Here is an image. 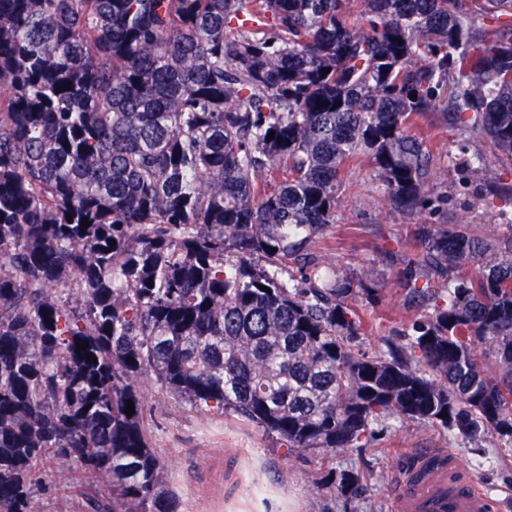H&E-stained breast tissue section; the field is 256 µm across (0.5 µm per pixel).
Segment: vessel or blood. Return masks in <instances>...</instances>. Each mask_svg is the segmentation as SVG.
Segmentation results:
<instances>
[{
	"instance_id": "b4317fda",
	"label": "vessel or blood",
	"mask_w": 512,
	"mask_h": 512,
	"mask_svg": "<svg viewBox=\"0 0 512 512\" xmlns=\"http://www.w3.org/2000/svg\"><path fill=\"white\" fill-rule=\"evenodd\" d=\"M393 505L394 512H491L493 499L454 455L432 448L401 479Z\"/></svg>"
}]
</instances>
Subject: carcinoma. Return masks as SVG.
Instances as JSON below:
<instances>
[{"label": "carcinoma", "mask_w": 512, "mask_h": 512, "mask_svg": "<svg viewBox=\"0 0 512 512\" xmlns=\"http://www.w3.org/2000/svg\"><path fill=\"white\" fill-rule=\"evenodd\" d=\"M436 110L512 160V0H0V512L50 458L94 512H179L145 378L299 451L395 416L511 444V224L418 228L431 312L372 356L374 266L308 253L365 160L389 212L444 209L408 132Z\"/></svg>", "instance_id": "cac0c4a2"}]
</instances>
